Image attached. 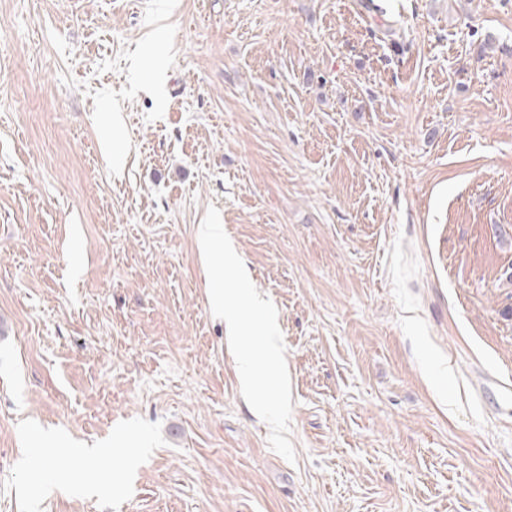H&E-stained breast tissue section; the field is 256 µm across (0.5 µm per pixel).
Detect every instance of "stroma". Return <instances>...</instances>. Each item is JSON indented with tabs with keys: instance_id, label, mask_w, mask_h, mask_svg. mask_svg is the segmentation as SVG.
I'll return each mask as SVG.
<instances>
[{
	"instance_id": "obj_1",
	"label": "stroma",
	"mask_w": 512,
	"mask_h": 512,
	"mask_svg": "<svg viewBox=\"0 0 512 512\" xmlns=\"http://www.w3.org/2000/svg\"><path fill=\"white\" fill-rule=\"evenodd\" d=\"M211 206L293 464L211 311ZM0 512H512V0H0ZM155 64L153 76L143 82V90L155 96H159V90L162 80L167 69L168 59L165 49L159 42H155Z\"/></svg>"
}]
</instances>
